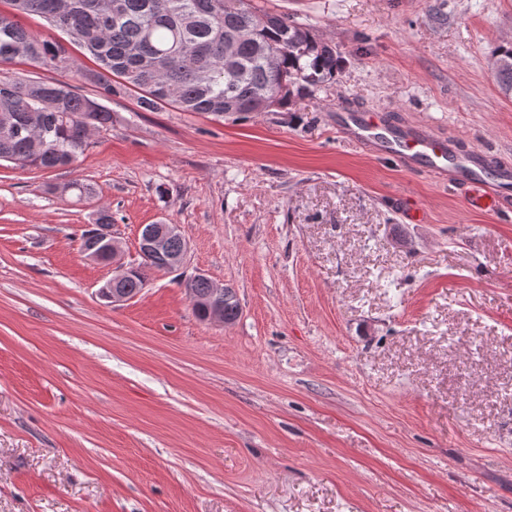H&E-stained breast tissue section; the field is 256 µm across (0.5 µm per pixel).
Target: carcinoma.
<instances>
[{
	"mask_svg": "<svg viewBox=\"0 0 512 512\" xmlns=\"http://www.w3.org/2000/svg\"><path fill=\"white\" fill-rule=\"evenodd\" d=\"M18 14H37L65 33L95 62L79 74L99 97L132 96L148 112L167 106L181 112L224 117L230 104L239 114L263 112L271 100L278 111L296 98H316L341 71L336 44L304 41L309 28L286 14L265 12L253 0H11ZM267 24L236 43L235 56H224V37L251 28L255 14ZM190 45L195 55L183 57ZM29 61L60 72L70 65L68 43L41 38L0 14V63ZM0 160L22 167H68L88 145L90 132L112 125L104 104L79 94L65 79L43 81L0 74ZM77 201L94 197L80 181L55 188ZM164 260H142L121 288L129 294L143 286L142 268L161 270Z\"/></svg>",
	"mask_w": 512,
	"mask_h": 512,
	"instance_id": "cac0c4a2",
	"label": "carcinoma"
}]
</instances>
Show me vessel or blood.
<instances>
[{
  "label": "vessel or blood",
  "instance_id": "1",
  "mask_svg": "<svg viewBox=\"0 0 512 512\" xmlns=\"http://www.w3.org/2000/svg\"><path fill=\"white\" fill-rule=\"evenodd\" d=\"M336 128L347 143L369 147L380 158L406 169L422 165L466 185L474 191L473 206L499 210L512 196V169L489 170L483 151L460 153L450 142L431 136L424 125L396 126L373 112L340 110Z\"/></svg>",
  "mask_w": 512,
  "mask_h": 512
}]
</instances>
